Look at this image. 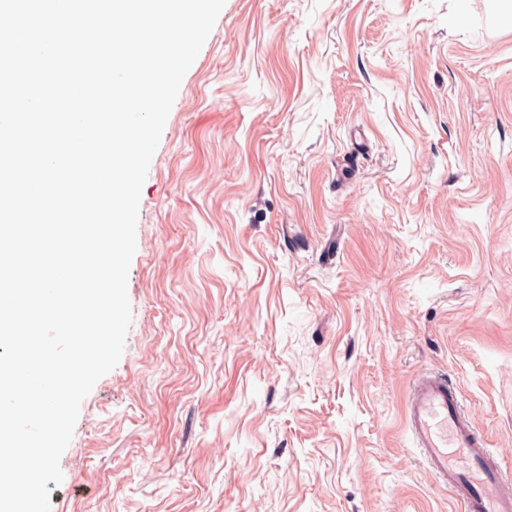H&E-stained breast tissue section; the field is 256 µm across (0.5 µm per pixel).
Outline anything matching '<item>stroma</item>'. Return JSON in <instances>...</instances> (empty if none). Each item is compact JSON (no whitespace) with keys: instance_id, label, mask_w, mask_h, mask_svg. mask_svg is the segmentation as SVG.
I'll list each match as a JSON object with an SVG mask.
<instances>
[{"instance_id":"obj_1","label":"stroma","mask_w":512,"mask_h":512,"mask_svg":"<svg viewBox=\"0 0 512 512\" xmlns=\"http://www.w3.org/2000/svg\"><path fill=\"white\" fill-rule=\"evenodd\" d=\"M51 512H459L439 372L512 472V9L225 0L143 184Z\"/></svg>"}]
</instances>
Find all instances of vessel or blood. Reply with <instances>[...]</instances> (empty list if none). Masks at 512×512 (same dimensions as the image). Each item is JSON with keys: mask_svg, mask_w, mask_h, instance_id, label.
<instances>
[{"mask_svg": "<svg viewBox=\"0 0 512 512\" xmlns=\"http://www.w3.org/2000/svg\"><path fill=\"white\" fill-rule=\"evenodd\" d=\"M406 421L429 469L448 484L463 512H512L504 473L445 378L430 373L415 381ZM452 448L459 461L449 458Z\"/></svg>", "mask_w": 512, "mask_h": 512, "instance_id": "b4317fda", "label": "vessel or blood"}]
</instances>
